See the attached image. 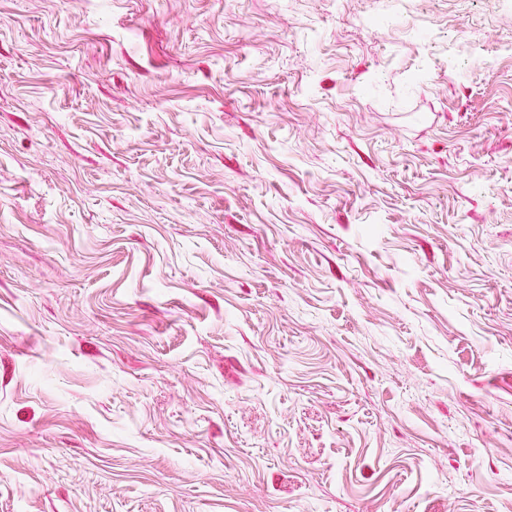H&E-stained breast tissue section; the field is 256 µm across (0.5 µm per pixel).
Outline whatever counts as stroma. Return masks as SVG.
I'll return each mask as SVG.
<instances>
[{
	"instance_id": "stroma-1",
	"label": "stroma",
	"mask_w": 512,
	"mask_h": 512,
	"mask_svg": "<svg viewBox=\"0 0 512 512\" xmlns=\"http://www.w3.org/2000/svg\"><path fill=\"white\" fill-rule=\"evenodd\" d=\"M512 0H0V512H512Z\"/></svg>"
}]
</instances>
